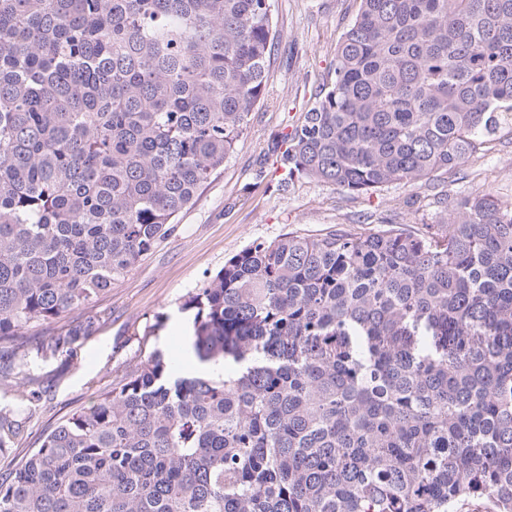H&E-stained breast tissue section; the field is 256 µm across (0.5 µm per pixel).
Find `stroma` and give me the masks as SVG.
<instances>
[{"instance_id": "stroma-1", "label": "stroma", "mask_w": 512, "mask_h": 512, "mask_svg": "<svg viewBox=\"0 0 512 512\" xmlns=\"http://www.w3.org/2000/svg\"><path fill=\"white\" fill-rule=\"evenodd\" d=\"M355 0H273L276 40L266 93L224 167L205 183L177 229L90 308L64 315L17 337L13 346L32 367L33 383H0V408L22 412V438L0 454V472L14 467L43 434L93 394L111 388L154 350L196 370L181 305L225 260L254 242L297 231L316 234L339 224L365 229L380 221L440 224L444 201L492 192L512 202V114L498 113L485 152L462 166L463 177L433 185L394 184L373 195H350L299 181L283 191L271 167V146L285 123L300 118L331 69L336 43L356 14ZM94 331L59 343V336L86 318ZM44 395L27 401L32 388Z\"/></svg>"}]
</instances>
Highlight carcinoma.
I'll return each mask as SVG.
<instances>
[{"instance_id":"cac0c4a2","label":"carcinoma","mask_w":512,"mask_h":512,"mask_svg":"<svg viewBox=\"0 0 512 512\" xmlns=\"http://www.w3.org/2000/svg\"><path fill=\"white\" fill-rule=\"evenodd\" d=\"M272 0H0V344L176 230L264 98ZM512 112V0H359L273 146L372 195ZM202 368L158 351L8 473L0 512H512V202L252 244L190 295ZM27 377L0 350V379ZM22 422L0 414V453Z\"/></svg>"}]
</instances>
